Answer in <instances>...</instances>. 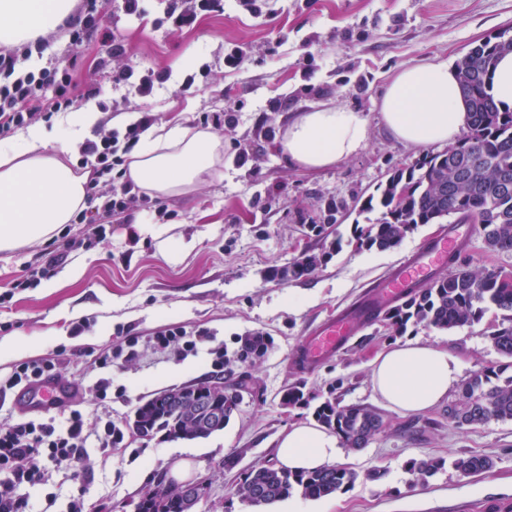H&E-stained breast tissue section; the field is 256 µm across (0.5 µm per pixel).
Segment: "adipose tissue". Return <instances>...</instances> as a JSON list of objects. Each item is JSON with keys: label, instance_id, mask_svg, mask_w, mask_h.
<instances>
[{"label": "adipose tissue", "instance_id": "adipose-tissue-1", "mask_svg": "<svg viewBox=\"0 0 512 512\" xmlns=\"http://www.w3.org/2000/svg\"><path fill=\"white\" fill-rule=\"evenodd\" d=\"M74 0H0V44L19 45L47 36L70 15ZM389 135L411 147L454 143L466 112L453 63L440 60L402 68L378 103ZM103 117L94 103L59 113L51 125L33 124L0 141V252L48 239L88 206V173L63 156L84 141ZM369 121L344 106L316 105L295 113L280 142L289 164L321 170L360 154ZM224 172V144L213 133L181 124L149 127L132 154L128 177L156 196L191 191L203 174ZM462 377L460 359L439 345L409 339L379 354L371 387L386 405L408 413L444 402ZM345 456L337 435L314 423L285 431L276 448L278 466L291 471L332 466Z\"/></svg>", "mask_w": 512, "mask_h": 512}]
</instances>
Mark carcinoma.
Listing matches in <instances>:
<instances>
[{
  "mask_svg": "<svg viewBox=\"0 0 512 512\" xmlns=\"http://www.w3.org/2000/svg\"><path fill=\"white\" fill-rule=\"evenodd\" d=\"M512 52V38L484 41L471 48L457 63L468 116L467 130L456 143L432 152L407 167L389 171L384 182L369 194L359 213H378L365 225L355 223L353 240L359 247L380 251L394 249L407 234L421 224H440L451 218L455 224H477L487 245L512 250V188L498 189L503 173L512 175V111H501L489 94V79L500 56ZM346 209L342 200L325 204V223L304 224L307 237L322 238L335 215ZM342 247L336 239L329 250L303 252L286 269H273L270 275L298 279L322 267L333 251ZM448 264L456 269L428 282L407 287L402 300L386 309L374 305V317L384 321L392 336H402L408 327L424 326L442 331L478 322L485 311L495 307L508 313V325L496 329L491 341L496 350L511 359L505 365H490L476 371L461 387L459 397L448 403V415L457 426H477L491 420L512 421V285L504 284L499 273L475 272L461 252L448 255ZM237 347L224 350V366H240L263 357L270 337L254 331L235 339ZM222 407L224 422L239 410L247 380L238 375L222 384L213 383ZM137 430L144 438L163 431L177 439H197L192 428L195 420L190 405L168 407L151 398L136 408ZM315 420L336 431L345 447L359 450L380 434L383 417L363 404L342 405L328 398L314 410ZM435 457L412 459L406 470L415 485L444 467ZM452 467L467 476L492 469L486 455L469 453L452 461ZM357 473L347 467L333 466L315 471L291 472L274 465L252 466L241 472L234 494L250 507L261 509L299 494L305 499L331 496L351 487Z\"/></svg>",
  "mask_w": 512,
  "mask_h": 512,
  "instance_id": "cac0c4a2",
  "label": "carcinoma"
}]
</instances>
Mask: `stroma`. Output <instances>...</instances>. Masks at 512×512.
<instances>
[{
    "label": "stroma",
    "instance_id": "1",
    "mask_svg": "<svg viewBox=\"0 0 512 512\" xmlns=\"http://www.w3.org/2000/svg\"><path fill=\"white\" fill-rule=\"evenodd\" d=\"M220 13L199 15L193 26H157L168 0H146L143 14H127L120 0H104L99 21L111 42L125 45L135 69L163 71L167 80L152 96L129 94L100 79L99 107L151 112L158 123L192 124L198 113L227 111L239 122L232 138L252 142L260 154L262 175L252 179L238 166L232 146L224 148V174L202 181L189 194L165 197L172 216L161 223V237L140 233L127 212L106 227V239L68 252L37 285L24 281L30 268L44 265V242L0 252V342L16 344L15 357L0 359V427L24 420L5 381L16 366L58 357L61 381L76 386L74 400L55 411L63 417L81 410L89 419L111 418L127 426L134 410L158 393L219 378L206 351L184 358L157 351L154 335L171 326L205 328L212 346L232 345L252 331L266 333L272 345L256 364L243 370L249 388L239 411L224 429L189 442L164 434L143 439L127 435L123 449L106 454L89 449L80 462L55 470L48 485L29 488L33 512H66L65 493L85 487V512H133L142 491L171 476L183 448H193L191 481L209 483L196 512H251L233 495L243 469L274 461L279 435L292 423L312 418V408L328 394L342 404H364L382 415L385 432L366 448L348 451L343 466L358 479L348 491L307 501L309 512H512V421H490L459 429L449 425L445 405L405 413L377 401L370 376L375 357L394 345L381 324L362 328L336 357L310 368L298 351L313 324L356 307L378 281L438 239L437 224L419 225L391 250L355 248L351 241L359 207L395 167L424 156L421 148L396 141L383 127L378 101L392 76L407 66L445 58L457 61L486 40L512 38V0H264L254 17L238 0H223ZM111 42L100 35L82 49L78 84L93 76ZM244 51L237 68L224 66L232 48ZM190 93H181L186 79ZM274 99L285 101L268 112ZM317 104L341 105L365 112L370 139L357 156L334 167L310 172L290 166L277 139L259 140L255 130L269 118L282 130L288 115ZM341 198L348 212L324 239L303 235L302 225L322 222L320 201ZM468 245L464 255L479 271L512 273V251L487 248L477 225H460ZM342 248L314 273L290 280L268 278L303 251L321 252L331 237ZM196 240L187 257L165 260L163 238ZM77 280H68L71 268ZM503 311L489 308L482 319L448 331L417 327L409 335L440 343L458 353L464 376L482 366L503 363L492 332ZM81 333H74V326ZM137 337L139 356L112 365V391L99 400L95 382L103 377L96 359L106 349L126 348ZM39 343L29 351V343ZM304 382L305 408L283 404L286 389ZM477 452L494 461L490 472L467 476L451 462ZM436 457L445 466L426 486H409L405 464ZM384 470L374 480L373 470ZM63 497L49 501V492Z\"/></svg>",
    "mask_w": 512,
    "mask_h": 512
}]
</instances>
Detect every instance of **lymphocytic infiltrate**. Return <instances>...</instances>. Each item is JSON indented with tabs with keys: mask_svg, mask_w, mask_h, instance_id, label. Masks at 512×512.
<instances>
[{
	"mask_svg": "<svg viewBox=\"0 0 512 512\" xmlns=\"http://www.w3.org/2000/svg\"><path fill=\"white\" fill-rule=\"evenodd\" d=\"M100 0H81L79 15L68 22L71 54L52 62L39 71L24 70L32 55L43 54L46 39L39 38L20 48L0 49V139L10 137L32 120H51L55 114L73 106L78 97L97 96L98 87L88 83L78 86L75 74L79 68L77 49L98 29ZM98 69L107 73L113 84L130 86L142 97L150 96L156 85L166 80L163 72L147 68L136 73L127 61V50L113 43L107 58L99 60ZM156 120L153 113L141 118L125 130L101 128L95 139L82 143L79 161L90 165L89 188L92 198L101 200L98 211L79 212L75 221L92 227L94 238L105 239L107 218L131 210H149L165 216L167 207L160 200L135 189L127 179L128 153L139 136ZM123 430L105 421L100 433H93L88 419L78 410L65 419L50 415L27 419L0 429V512H30L29 501L20 495L22 486L47 482L51 470L80 460L90 441L108 451L124 441Z\"/></svg>",
	"mask_w": 512,
	"mask_h": 512,
	"instance_id": "f902f5d3",
	"label": "lymphocytic infiltrate"
}]
</instances>
